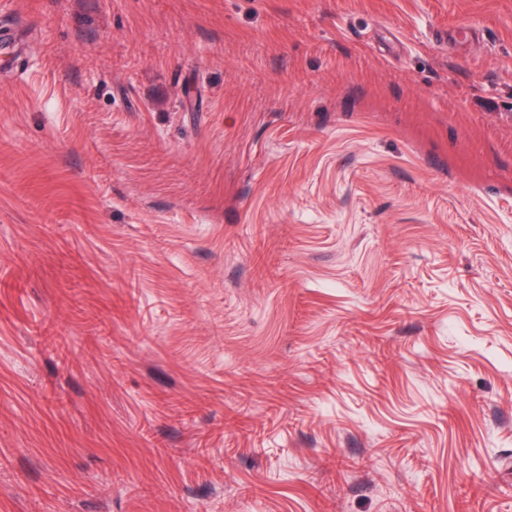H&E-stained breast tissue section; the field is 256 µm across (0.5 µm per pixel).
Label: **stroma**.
Returning <instances> with one entry per match:
<instances>
[{
	"mask_svg": "<svg viewBox=\"0 0 512 512\" xmlns=\"http://www.w3.org/2000/svg\"><path fill=\"white\" fill-rule=\"evenodd\" d=\"M14 8L0 512H512V0Z\"/></svg>",
	"mask_w": 512,
	"mask_h": 512,
	"instance_id": "obj_1",
	"label": "stroma"
}]
</instances>
